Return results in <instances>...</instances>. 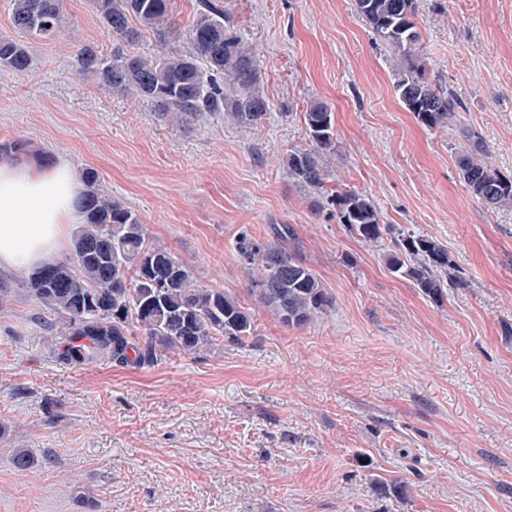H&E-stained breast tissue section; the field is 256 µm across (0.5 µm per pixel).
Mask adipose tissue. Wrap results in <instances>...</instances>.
I'll use <instances>...</instances> for the list:
<instances>
[{
	"label": "adipose tissue",
	"mask_w": 512,
	"mask_h": 512,
	"mask_svg": "<svg viewBox=\"0 0 512 512\" xmlns=\"http://www.w3.org/2000/svg\"><path fill=\"white\" fill-rule=\"evenodd\" d=\"M81 187L66 160L0 161V269L42 265L65 247Z\"/></svg>",
	"instance_id": "ef3b65f1"
}]
</instances>
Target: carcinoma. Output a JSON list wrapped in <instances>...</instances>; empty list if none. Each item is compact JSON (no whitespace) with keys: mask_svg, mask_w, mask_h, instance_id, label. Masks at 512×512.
I'll list each match as a JSON object with an SVG mask.
<instances>
[{"mask_svg":"<svg viewBox=\"0 0 512 512\" xmlns=\"http://www.w3.org/2000/svg\"><path fill=\"white\" fill-rule=\"evenodd\" d=\"M12 21L24 36L50 39L69 27L64 0H10ZM112 39L136 42L144 31L187 48L160 56L96 47L78 49L74 63L84 77L156 104L164 118L187 122L218 115L243 127H256L269 105L260 94L261 71L252 50L234 32L224 9L200 0L196 18L183 30L172 18L170 0H92ZM355 11L373 39L398 60L394 90L421 125L452 127L462 103L429 80L431 66L422 51L414 0H355ZM31 64L27 42L0 38V67L25 72ZM233 84L226 92L224 82ZM310 144L288 150L285 166L297 185L325 200L326 210L364 244L390 238L387 269L410 280L427 296L440 299L442 274L452 265L441 242L381 223L368 195L328 181L327 155L336 147L331 109L315 102L305 112ZM30 143L1 142L0 156L37 154ZM469 195L490 210L512 208V177L488 161L482 137L466 132L456 156ZM85 190L78 200L83 218L73 257L51 260L20 277L0 276V306L11 301L13 283L49 311L43 329L53 357L68 365H112L150 369L171 356L198 354L240 342L255 333L254 307L286 327H305L331 312L336 300L315 272L289 248L290 224L273 227L274 240L243 236L237 255L252 274L249 300L202 284L192 266L160 244L146 225L105 191L98 172L82 171Z\"/></svg>","mask_w":512,"mask_h":512,"instance_id":"cac0c4a2","label":"carcinoma"}]
</instances>
